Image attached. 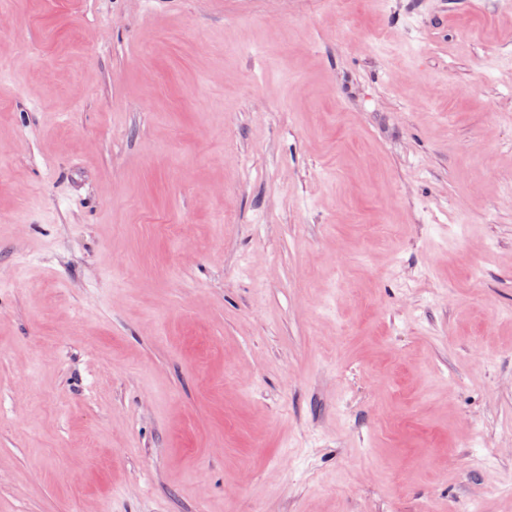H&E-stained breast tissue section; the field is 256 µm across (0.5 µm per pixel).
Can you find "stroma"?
I'll use <instances>...</instances> for the list:
<instances>
[{
    "label": "stroma",
    "mask_w": 512,
    "mask_h": 512,
    "mask_svg": "<svg viewBox=\"0 0 512 512\" xmlns=\"http://www.w3.org/2000/svg\"><path fill=\"white\" fill-rule=\"evenodd\" d=\"M474 501L512 0H0V512Z\"/></svg>",
    "instance_id": "1"
}]
</instances>
